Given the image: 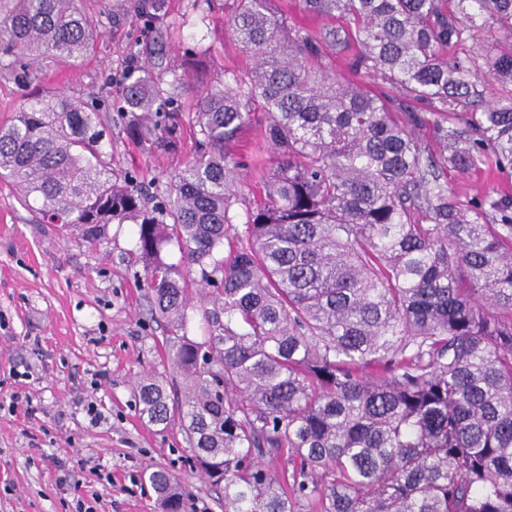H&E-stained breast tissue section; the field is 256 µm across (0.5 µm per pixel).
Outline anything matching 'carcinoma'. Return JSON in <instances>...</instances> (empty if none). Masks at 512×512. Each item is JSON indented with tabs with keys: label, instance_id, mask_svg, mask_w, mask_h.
Wrapping results in <instances>:
<instances>
[{
	"label": "carcinoma",
	"instance_id": "obj_1",
	"mask_svg": "<svg viewBox=\"0 0 512 512\" xmlns=\"http://www.w3.org/2000/svg\"><path fill=\"white\" fill-rule=\"evenodd\" d=\"M10 2L4 73L87 56L93 24L77 0ZM165 2L127 10L161 25ZM232 2L251 69L201 93L200 149L166 196L150 206L136 176L114 172L101 107L65 94L0 126V178L86 242L136 224L187 390L171 404L144 379L141 414L181 427L224 512H298L303 500L315 512H512V196L466 207L448 196L450 171H512V95L485 100L477 61L448 57L479 33L512 35V0H303L330 24L319 33L288 26L274 0ZM352 43L351 69L408 103L336 71V47ZM485 64L512 83V50ZM175 100L174 84L134 69L117 112L130 136L168 150L179 139L160 119ZM257 108L255 137L277 161L256 157L257 200L239 228L232 147ZM427 126L436 154L418 136ZM171 244L179 265L163 259ZM264 457L291 469L277 475ZM147 481L163 512H182L171 473Z\"/></svg>",
	"mask_w": 512,
	"mask_h": 512
}]
</instances>
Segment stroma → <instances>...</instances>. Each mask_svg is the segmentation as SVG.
Listing matches in <instances>:
<instances>
[{"label":"stroma","mask_w":512,"mask_h":512,"mask_svg":"<svg viewBox=\"0 0 512 512\" xmlns=\"http://www.w3.org/2000/svg\"><path fill=\"white\" fill-rule=\"evenodd\" d=\"M98 37L75 66L44 59L28 80L0 78V125L9 124L29 97L64 92L116 101L128 66H147L163 54L179 76V103L162 118L181 129L177 153H152L129 139L116 112L105 113L112 133L106 150L118 173L136 175L160 196L198 146L194 112L200 92L225 76L246 74L249 60L235 49L228 15L200 20L191 0H167L168 28L155 31L127 14L124 0H84ZM121 22H113V15ZM252 132L239 138L236 207L245 215L258 180L251 166ZM512 195V175L482 167L448 175V193L468 205L485 193ZM136 226L108 225L94 243L43 220L0 180V398L30 397V412L0 410V512H76L95 501L98 512H161L143 475L165 468L185 486L193 512H224L222 495L193 467L179 426L142 418L139 383L163 380L182 396L166 359L165 322L152 314ZM105 415L91 424L89 403ZM67 478V490L58 481Z\"/></svg>","instance_id":"1"}]
</instances>
